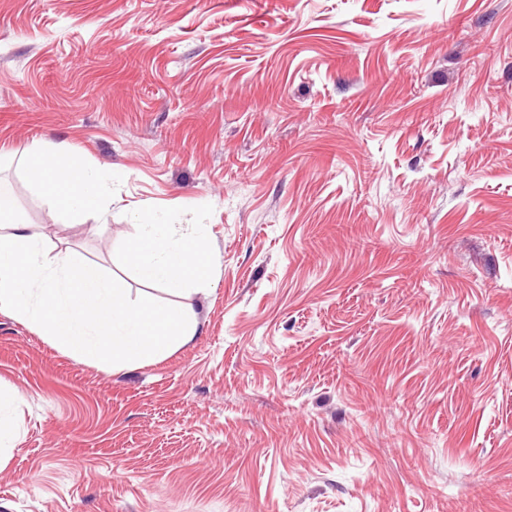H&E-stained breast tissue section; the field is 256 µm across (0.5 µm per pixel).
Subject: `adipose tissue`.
<instances>
[{
    "instance_id": "ef3b65f1",
    "label": "adipose tissue",
    "mask_w": 512,
    "mask_h": 512,
    "mask_svg": "<svg viewBox=\"0 0 512 512\" xmlns=\"http://www.w3.org/2000/svg\"><path fill=\"white\" fill-rule=\"evenodd\" d=\"M29 176L67 224L85 222L91 215V202H112L108 184L97 171L41 143L31 149Z\"/></svg>"
}]
</instances>
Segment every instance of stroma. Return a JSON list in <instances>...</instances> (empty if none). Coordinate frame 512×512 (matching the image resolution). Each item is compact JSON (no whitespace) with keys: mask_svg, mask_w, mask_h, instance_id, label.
<instances>
[{"mask_svg":"<svg viewBox=\"0 0 512 512\" xmlns=\"http://www.w3.org/2000/svg\"><path fill=\"white\" fill-rule=\"evenodd\" d=\"M38 142L111 205L61 223ZM0 184L132 296V210L215 258L158 364L0 313V512H512V0H0ZM17 413L18 405L15 397L0 389V458L4 448L15 447L14 425Z\"/></svg>","mask_w":512,"mask_h":512,"instance_id":"obj_1","label":"stroma"}]
</instances>
